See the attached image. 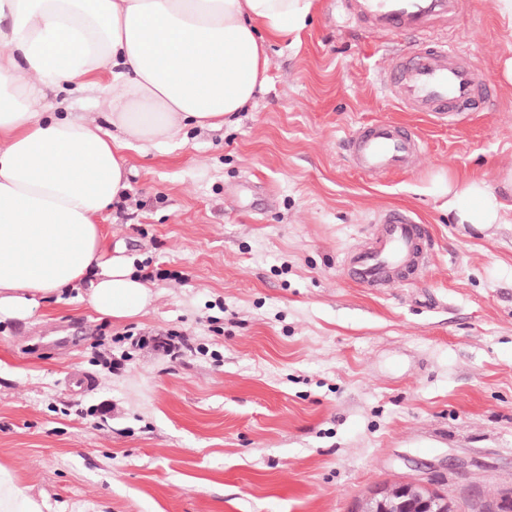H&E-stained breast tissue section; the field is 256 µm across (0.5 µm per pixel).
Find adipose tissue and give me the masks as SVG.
<instances>
[{
  "instance_id": "obj_1",
  "label": "adipose tissue",
  "mask_w": 512,
  "mask_h": 512,
  "mask_svg": "<svg viewBox=\"0 0 512 512\" xmlns=\"http://www.w3.org/2000/svg\"><path fill=\"white\" fill-rule=\"evenodd\" d=\"M315 0H0V319H26L83 289L121 324L154 294L132 259H102V213L128 188L127 151L189 127L232 123L266 82L272 41ZM92 94L100 116L41 104L44 89ZM458 224L506 223L481 177L436 178ZM0 463V512H45Z\"/></svg>"
}]
</instances>
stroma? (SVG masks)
Returning <instances> with one entry per match:
<instances>
[{"label": "stroma", "instance_id": "35a3bbf8", "mask_svg": "<svg viewBox=\"0 0 512 512\" xmlns=\"http://www.w3.org/2000/svg\"><path fill=\"white\" fill-rule=\"evenodd\" d=\"M332 12L271 46L233 123L129 152L99 222L105 258L148 275L145 315L114 324L70 292L0 321V462L49 512H357L413 481L457 512L512 497V223H452L435 186L512 166V35L470 0L461 36L495 89L446 125L384 94L393 44ZM378 119L424 150L372 178L345 141ZM393 208L433 248L420 281L377 294L343 260ZM172 331L175 360L153 342Z\"/></svg>", "mask_w": 512, "mask_h": 512}]
</instances>
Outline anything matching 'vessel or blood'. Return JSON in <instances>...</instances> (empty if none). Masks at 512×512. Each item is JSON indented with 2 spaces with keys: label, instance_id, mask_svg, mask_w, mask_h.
Segmentation results:
<instances>
[{
  "label": "vessel or blood",
  "instance_id": "vessel-or-blood-1",
  "mask_svg": "<svg viewBox=\"0 0 512 512\" xmlns=\"http://www.w3.org/2000/svg\"><path fill=\"white\" fill-rule=\"evenodd\" d=\"M465 5L466 0H336V11L342 22L399 41L381 72L384 89L399 107L452 123L475 110L490 88L473 54L434 39L436 23L454 26ZM422 143L409 126L375 120L353 132L346 148L356 170L377 177L407 169ZM430 246L426 225L407 211L390 209L373 224L369 245L349 252L344 265L359 286L385 291L421 278Z\"/></svg>",
  "mask_w": 512,
  "mask_h": 512
}]
</instances>
